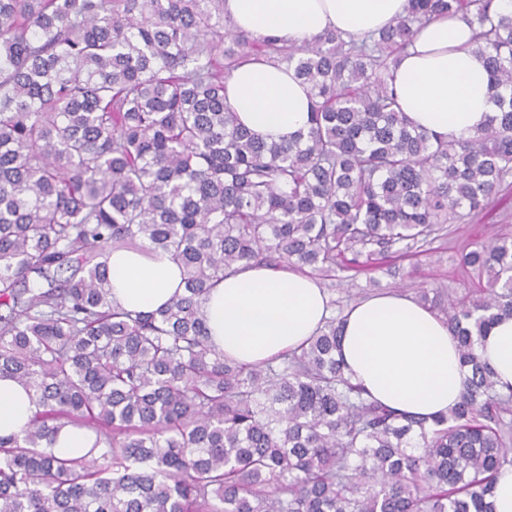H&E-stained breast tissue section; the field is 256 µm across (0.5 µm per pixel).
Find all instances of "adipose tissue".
<instances>
[{
    "label": "adipose tissue",
    "instance_id": "1",
    "mask_svg": "<svg viewBox=\"0 0 512 512\" xmlns=\"http://www.w3.org/2000/svg\"><path fill=\"white\" fill-rule=\"evenodd\" d=\"M408 0H225L240 31L302 46L336 30L358 38L406 14ZM472 29L459 16L425 25L400 57L395 88L416 126L449 138L473 135L494 104ZM226 101L255 136L279 140L307 129L311 99L285 66L250 62L226 82ZM112 299L130 311L155 310L181 290L183 270L170 255L146 248L108 257ZM211 345L253 364L301 346L331 315L317 279L291 268L252 265L227 274L204 306ZM501 387L512 385V318L498 321L478 346ZM338 358L345 372L379 402L429 417L453 409L464 372L447 323L410 296L387 293L361 300L343 316ZM35 411L24 386L0 378V435L20 432Z\"/></svg>",
    "mask_w": 512,
    "mask_h": 512
}]
</instances>
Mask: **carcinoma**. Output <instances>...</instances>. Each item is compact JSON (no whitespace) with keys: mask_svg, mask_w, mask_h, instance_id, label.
Segmentation results:
<instances>
[{"mask_svg":"<svg viewBox=\"0 0 512 512\" xmlns=\"http://www.w3.org/2000/svg\"><path fill=\"white\" fill-rule=\"evenodd\" d=\"M476 26L495 114L472 137L419 130L394 70L439 16ZM310 88L307 131L255 137L225 102L249 57ZM512 177V12L409 0L360 39L304 46L236 30L224 0H0V377L36 411L0 436V512H493L512 466V387L476 346L512 318V239L461 256L485 286L440 315L466 373L447 414L389 408L346 376L341 319L271 362L208 342L229 271L322 280L399 271ZM168 253L183 289L112 303L114 248ZM65 426L94 452L52 451Z\"/></svg>","mask_w":512,"mask_h":512,"instance_id":"1","label":"carcinoma"}]
</instances>
